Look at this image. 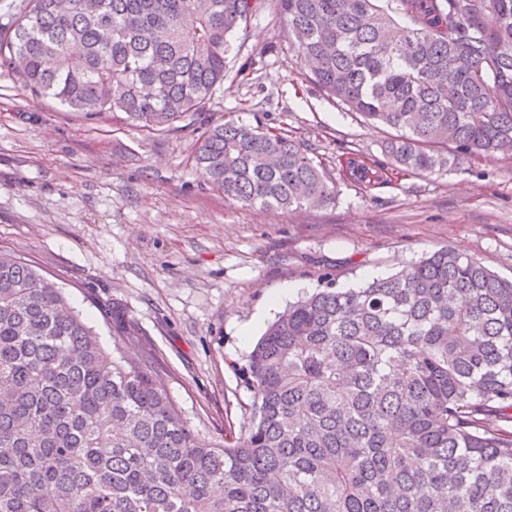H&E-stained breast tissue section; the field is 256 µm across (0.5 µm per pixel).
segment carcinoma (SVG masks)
<instances>
[{"instance_id": "obj_1", "label": "carcinoma", "mask_w": 512, "mask_h": 512, "mask_svg": "<svg viewBox=\"0 0 512 512\" xmlns=\"http://www.w3.org/2000/svg\"><path fill=\"white\" fill-rule=\"evenodd\" d=\"M311 80L435 174L512 153V0H282ZM251 0H20L0 75L148 131L224 83ZM194 162L244 206L319 208L300 142L230 117ZM354 177L382 169L351 163ZM239 373L250 422L196 431L128 335L106 350L61 289L0 252V512H512V278L440 248L281 313Z\"/></svg>"}]
</instances>
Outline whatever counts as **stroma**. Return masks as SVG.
<instances>
[{
	"instance_id": "1",
	"label": "stroma",
	"mask_w": 512,
	"mask_h": 512,
	"mask_svg": "<svg viewBox=\"0 0 512 512\" xmlns=\"http://www.w3.org/2000/svg\"><path fill=\"white\" fill-rule=\"evenodd\" d=\"M224 84L177 129L88 117L0 76V251L63 288L105 348L129 331L158 384L213 441L250 420L239 367L295 286L348 288L448 247L512 277V155L477 153L433 175L388 168L392 131L328 99L288 42L280 0L231 36ZM280 129L336 185L324 208L244 207L193 165L205 125ZM384 167L369 187L348 159Z\"/></svg>"
}]
</instances>
